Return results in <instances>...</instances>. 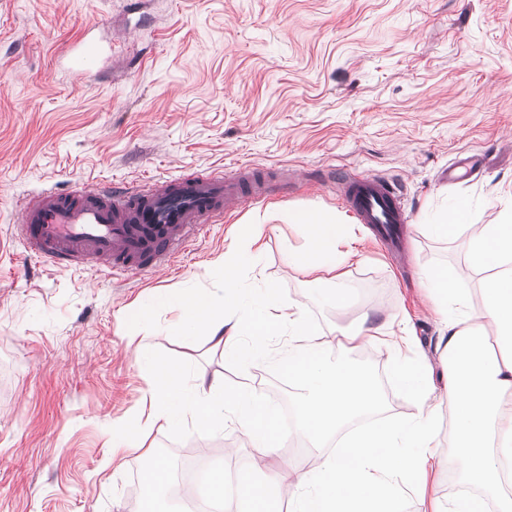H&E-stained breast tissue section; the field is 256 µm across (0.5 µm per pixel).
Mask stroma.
Here are the masks:
<instances>
[{"label": "stroma", "mask_w": 512, "mask_h": 512, "mask_svg": "<svg viewBox=\"0 0 512 512\" xmlns=\"http://www.w3.org/2000/svg\"><path fill=\"white\" fill-rule=\"evenodd\" d=\"M111 49L106 79L75 80L68 58ZM468 151L466 181L441 170ZM243 162L298 177L263 203L211 225L172 268L126 278L46 266L14 237L18 197L80 181L130 183ZM371 172L398 183L406 242L388 255L352 216L359 257L344 268L351 305L298 269L306 242L291 214L341 211L322 173ZM487 224L512 199V0H0V512H133L140 466L103 469L115 423L141 410L153 382L134 354L133 308L203 290L247 225H264L268 281L306 304L315 333L356 327L363 311L402 318L433 354L437 318L421 270L445 266L480 308L466 236L431 234L456 198ZM158 356L224 375L281 404L277 367L242 370L204 338L158 339ZM378 379L381 417L412 412L391 352H357ZM236 425L153 431L173 472L197 462L241 469Z\"/></svg>", "instance_id": "35a3bbf8"}]
</instances>
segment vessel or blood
I'll use <instances>...</instances> for the list:
<instances>
[{
    "label": "vessel or blood",
    "mask_w": 512,
    "mask_h": 512,
    "mask_svg": "<svg viewBox=\"0 0 512 512\" xmlns=\"http://www.w3.org/2000/svg\"><path fill=\"white\" fill-rule=\"evenodd\" d=\"M100 60L99 46L86 45L73 56L71 71L85 78ZM335 185L347 211L375 239L398 243L409 217L392 181L365 173L337 176ZM271 196L265 173L253 163L163 181L77 182L18 199L13 227L25 250L51 266L135 277L167 269L208 225Z\"/></svg>",
    "instance_id": "obj_1"
}]
</instances>
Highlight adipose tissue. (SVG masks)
<instances>
[{
  "label": "adipose tissue",
  "instance_id": "obj_1",
  "mask_svg": "<svg viewBox=\"0 0 512 512\" xmlns=\"http://www.w3.org/2000/svg\"><path fill=\"white\" fill-rule=\"evenodd\" d=\"M302 226L322 225L319 241H307L299 267L307 276L326 274L329 299L342 308L351 301L342 269L356 254L339 232L335 212L296 215ZM264 227L250 225L224 254V274L218 288L194 289L171 297L177 312V335L204 337L213 350L240 368L264 364L265 346L275 336L288 339L277 365L299 390L291 430L280 426L277 405L262 399L249 385L230 386L223 377L191 374L182 364L159 362L149 354L155 339L154 304L140 305L136 321L144 342L137 349L139 366L154 376L143 395V413L112 428L114 465L132 452L148 460L156 479L169 468L155 449L144 447L152 430L182 427L193 422L214 432L233 418L252 450L247 470L235 491V512H407L410 500L428 504L429 512H483L479 497L462 495L440 504L431 498L428 475L455 463L463 481L496 498L497 512H512V495L502 490L512 473V203L491 224L469 233L467 259L481 272L482 308L472 312L469 289L460 287L444 267L423 270L440 325L436 348L439 366L426 356L410 358L395 341L394 322L373 323L362 313L358 328L345 334L346 343L389 344L394 380L415 405L401 418H383L357 432H347L354 419L375 412L381 396L374 377L335 356L331 338L314 334L305 319V305L267 283L258 257ZM259 281L256 289L239 285L241 276ZM451 417V459L438 456L434 441L441 409ZM315 445L338 440L339 447L309 470L278 467L265 481L253 473L278 454L288 435ZM287 499H280V489Z\"/></svg>",
  "mask_w": 512,
  "mask_h": 512
}]
</instances>
